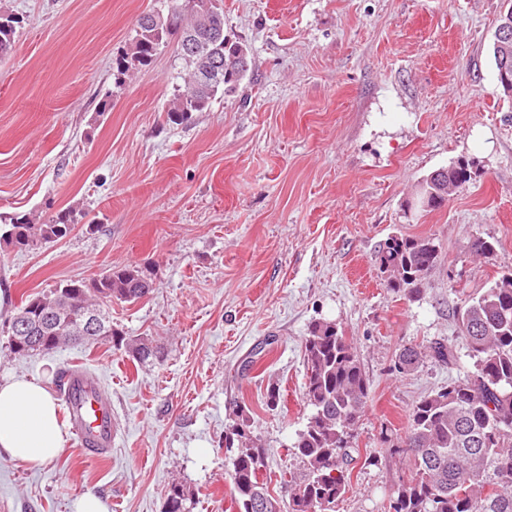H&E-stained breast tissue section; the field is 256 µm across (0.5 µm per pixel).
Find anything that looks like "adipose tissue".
Masks as SVG:
<instances>
[{
	"label": "adipose tissue",
	"instance_id": "1",
	"mask_svg": "<svg viewBox=\"0 0 512 512\" xmlns=\"http://www.w3.org/2000/svg\"><path fill=\"white\" fill-rule=\"evenodd\" d=\"M64 444L57 406L38 381L18 378L0 384V454L41 465L58 456Z\"/></svg>",
	"mask_w": 512,
	"mask_h": 512
}]
</instances>
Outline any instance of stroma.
<instances>
[{
  "mask_svg": "<svg viewBox=\"0 0 512 512\" xmlns=\"http://www.w3.org/2000/svg\"><path fill=\"white\" fill-rule=\"evenodd\" d=\"M167 4L0 0L23 19L0 58V225L81 217L38 248L0 244V327L60 281L138 264L154 287L113 302L112 326L162 353L144 366L108 344L18 358L0 331V383L49 390L57 373L81 370L111 392L118 428L105 459L81 457L70 430L49 463L1 456L0 512H75L88 492L107 512H164L176 478L196 491L194 512H227L222 441L237 405L278 489L298 468L302 343L318 320L352 337L371 384L336 512H387L411 474L388 441L423 396L473 368L456 308L512 268V97L491 52L506 2L224 0V33L246 45L248 74L181 125L166 118L186 73L174 45L124 82L114 75L137 18ZM460 160L474 164L465 188L438 209L411 208L429 173ZM395 233L439 247L412 299L376 267ZM476 235L495 243L493 256L472 253ZM435 339L455 347L454 366L426 358L394 371L399 348ZM255 351L260 362L238 375Z\"/></svg>",
  "mask_w": 512,
  "mask_h": 512,
  "instance_id": "35a3bbf8",
  "label": "stroma"
}]
</instances>
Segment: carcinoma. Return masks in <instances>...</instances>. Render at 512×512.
Segmentation results:
<instances>
[{
	"mask_svg": "<svg viewBox=\"0 0 512 512\" xmlns=\"http://www.w3.org/2000/svg\"><path fill=\"white\" fill-rule=\"evenodd\" d=\"M197 36L198 51L181 53L188 69L186 90L174 95L167 110L176 125L194 112L205 111L215 96L230 92L243 77L229 70L243 45L224 37V28L211 36L202 18L182 13L180 25L151 26L141 17L131 44L116 58V72L149 66L161 47L187 33ZM217 61L216 74L202 72L203 56ZM462 169L454 163L437 173L422 192L459 184ZM77 224L71 210H63L42 224L16 217L5 225L0 242L29 249L68 236ZM430 238L394 234L381 243L375 262L386 286L412 296L436 266L438 248ZM151 272L130 264L111 268L87 281L69 280L25 299L6 325L9 352L25 357L65 345L108 343L127 357L146 364L156 356L151 341L130 337L112 328V301L134 302L152 288ZM100 312L104 329L84 330L83 311ZM41 312L42 322L26 339L16 328L22 314ZM460 339L475 358L474 370L448 382L421 399L408 415L404 438L391 445L408 453L413 462L410 479L393 490L388 512H512V270L478 296H470L457 310ZM425 357L454 365V349L440 341L406 346L395 356L394 370L408 374ZM306 374L304 403L310 415L293 443L299 472L282 476L279 495L263 477L265 448L255 434L249 411L239 407L224 435L234 450L230 479L235 512H335L336 502L350 485L348 458L358 421L370 400L368 379L351 337L333 321H316L304 337ZM195 493L178 480L168 488L164 512H191Z\"/></svg>",
	"mask_w": 512,
	"mask_h": 512,
	"instance_id": "obj_1",
	"label": "carcinoma"
}]
</instances>
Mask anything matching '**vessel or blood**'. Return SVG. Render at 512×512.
<instances>
[{"mask_svg":"<svg viewBox=\"0 0 512 512\" xmlns=\"http://www.w3.org/2000/svg\"><path fill=\"white\" fill-rule=\"evenodd\" d=\"M92 382L85 373H77L64 396V415L80 439V452L90 459H101L112 449L117 428L112 406L104 393H91Z\"/></svg>","mask_w":512,"mask_h":512,"instance_id":"vessel-or-blood-1","label":"vessel or blood"}]
</instances>
